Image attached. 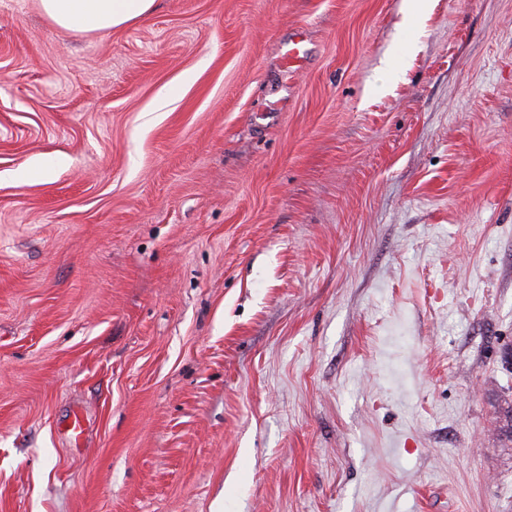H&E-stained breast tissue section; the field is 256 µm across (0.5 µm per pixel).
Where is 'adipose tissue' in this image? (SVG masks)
Masks as SVG:
<instances>
[{"instance_id": "adipose-tissue-1", "label": "adipose tissue", "mask_w": 512, "mask_h": 512, "mask_svg": "<svg viewBox=\"0 0 512 512\" xmlns=\"http://www.w3.org/2000/svg\"><path fill=\"white\" fill-rule=\"evenodd\" d=\"M155 0H40L44 15L75 33L117 29L147 17Z\"/></svg>"}]
</instances>
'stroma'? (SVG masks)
Listing matches in <instances>:
<instances>
[{
    "mask_svg": "<svg viewBox=\"0 0 512 512\" xmlns=\"http://www.w3.org/2000/svg\"><path fill=\"white\" fill-rule=\"evenodd\" d=\"M511 348L512 0H0V512H512ZM155 0H40L44 15L58 28L91 33L124 27L147 17Z\"/></svg>",
    "mask_w": 512,
    "mask_h": 512,
    "instance_id": "1",
    "label": "stroma"
}]
</instances>
